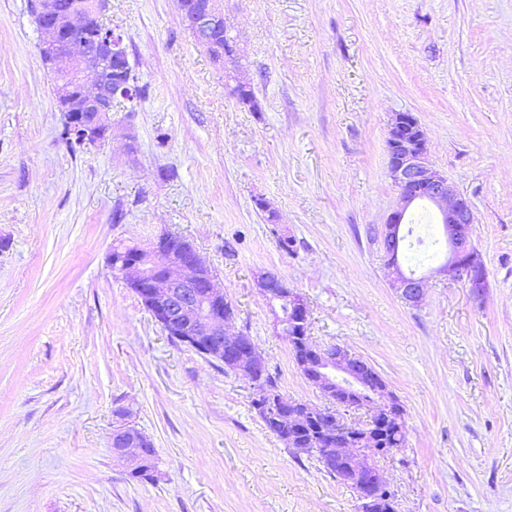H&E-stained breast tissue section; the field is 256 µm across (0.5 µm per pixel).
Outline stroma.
I'll return each mask as SVG.
<instances>
[{
	"mask_svg": "<svg viewBox=\"0 0 512 512\" xmlns=\"http://www.w3.org/2000/svg\"><path fill=\"white\" fill-rule=\"evenodd\" d=\"M224 17L255 105L178 0H111L145 94L73 148L28 0H0V512H361L266 429L247 379L173 343L110 266L164 233L211 267L288 398L326 403L274 329L264 271L306 299L313 344L382 377L405 409L404 448L375 460L397 512H512V0H224ZM405 111L474 207L482 299L440 273L420 203L406 216L431 245L400 264L425 299L390 285L386 141ZM125 424L151 440L154 480L115 457Z\"/></svg>",
	"mask_w": 512,
	"mask_h": 512,
	"instance_id": "stroma-1",
	"label": "stroma"
}]
</instances>
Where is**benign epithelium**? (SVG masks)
Wrapping results in <instances>:
<instances>
[{
  "label": "benign epithelium",
  "mask_w": 512,
  "mask_h": 512,
  "mask_svg": "<svg viewBox=\"0 0 512 512\" xmlns=\"http://www.w3.org/2000/svg\"><path fill=\"white\" fill-rule=\"evenodd\" d=\"M34 5L41 34L39 52L54 77L65 126L77 129L84 145H95L110 131L106 114L117 100V91L103 77L104 66L112 63L116 71L124 72L129 54L122 34L113 29L101 28L96 38L100 50L92 55L74 34L86 25L89 15L104 18L110 0H71L67 6L62 0H34ZM182 17L195 41L215 43L213 33L224 18V0H193L182 10ZM387 153L389 175L399 194L398 206L389 214L383 232L392 287L412 306L424 300L425 279L404 274L398 261L400 224L408 208L423 199L437 209L448 240V260L440 271L464 283L474 298L483 297L487 274L471 244L475 212L470 201L433 165L426 133L415 115L395 114ZM179 240L176 234L164 233L146 247L120 250L109 256V262L117 266L126 286L167 336L198 351L206 360L219 359L234 373L253 378L254 372L266 368L265 359L248 337L228 332L232 317L224 315V291L215 287L212 270L191 243L173 247ZM277 279V274L263 272L258 276V288L269 302L286 305L288 317L303 329L290 340H303L299 348L317 356L318 361L312 365L304 357L300 367L333 404L319 408L280 398L288 408V427L306 415L322 416L326 425L314 452L336 467L341 480L356 484L363 501L389 497L388 483L374 458L397 452L395 448H378L376 442L378 428L388 423L397 431L404 430L398 401L385 382L366 381L360 371L361 361L347 349L339 345L321 348L312 343L307 302L288 288L273 291L271 282ZM351 401L369 407L368 420L360 426L347 423L339 411ZM112 448L118 458L133 465L143 452L142 435L132 426L123 427L112 434Z\"/></svg>",
  "instance_id": "1"
}]
</instances>
